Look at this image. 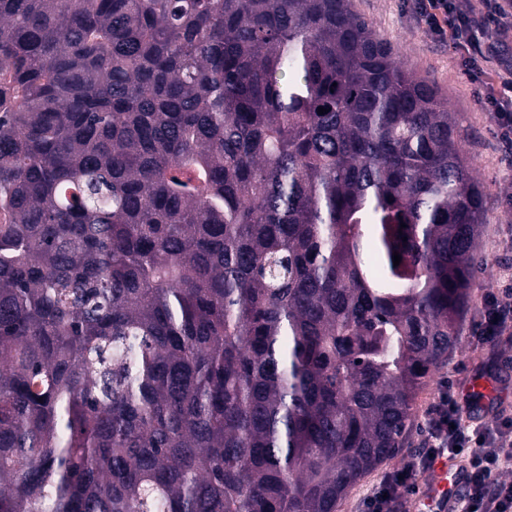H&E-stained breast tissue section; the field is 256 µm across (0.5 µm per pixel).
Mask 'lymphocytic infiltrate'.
<instances>
[{
    "mask_svg": "<svg viewBox=\"0 0 512 512\" xmlns=\"http://www.w3.org/2000/svg\"><path fill=\"white\" fill-rule=\"evenodd\" d=\"M415 9L436 38L451 39L467 47L471 72H479V59L498 30L512 28V14L495 0H416ZM512 330V289L485 295L473 334L485 343ZM466 398L441 392L427 411L422 445L407 463L390 471L361 500L359 512H403L407 499L418 491L419 479L437 459L460 457L465 482L457 512H512V482L502 472L512 469V445L502 446L512 433V418L496 417L489 423L470 424L463 413Z\"/></svg>",
    "mask_w": 512,
    "mask_h": 512,
    "instance_id": "obj_1",
    "label": "lymphocytic infiltrate"
}]
</instances>
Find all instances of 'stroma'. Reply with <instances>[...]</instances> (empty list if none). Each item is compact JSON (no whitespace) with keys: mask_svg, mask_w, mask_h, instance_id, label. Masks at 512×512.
<instances>
[{"mask_svg":"<svg viewBox=\"0 0 512 512\" xmlns=\"http://www.w3.org/2000/svg\"><path fill=\"white\" fill-rule=\"evenodd\" d=\"M355 12L368 19L377 35L390 44L398 62L412 69L445 95L465 134L464 149L475 175L491 187L486 200V224L478 261L483 272L464 323L461 343L447 362L433 372L420 393L415 421L405 435L401 452L363 477L349 491L338 512H357L360 497L386 471L400 467L420 447L427 409L442 389L463 392L475 381L497 392V411L512 416V335L477 344L472 327L478 320L486 293L512 283V143L503 140L491 118L490 95L512 97V33L488 54L482 80H469L465 50L452 41L436 40L415 12L411 0H352Z\"/></svg>","mask_w":512,"mask_h":512,"instance_id":"1","label":"stroma"}]
</instances>
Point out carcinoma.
<instances>
[{
  "label": "carcinoma",
  "mask_w": 512,
  "mask_h": 512,
  "mask_svg": "<svg viewBox=\"0 0 512 512\" xmlns=\"http://www.w3.org/2000/svg\"><path fill=\"white\" fill-rule=\"evenodd\" d=\"M463 140L350 0H0V512H338L459 344Z\"/></svg>",
  "instance_id": "carcinoma-1"
}]
</instances>
